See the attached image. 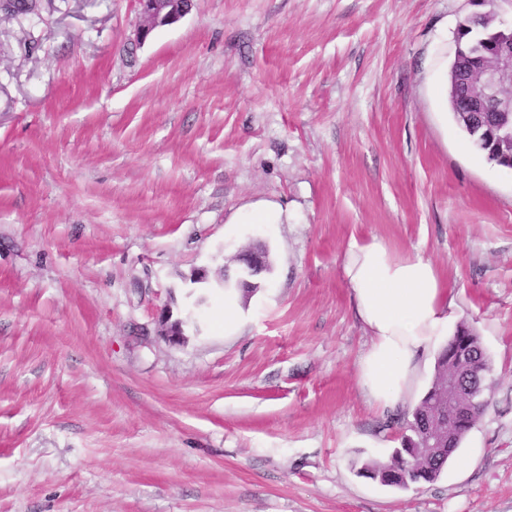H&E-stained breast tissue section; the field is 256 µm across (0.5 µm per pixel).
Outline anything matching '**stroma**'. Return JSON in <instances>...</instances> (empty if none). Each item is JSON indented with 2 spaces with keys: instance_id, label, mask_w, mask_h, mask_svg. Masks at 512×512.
<instances>
[{
  "instance_id": "stroma-1",
  "label": "stroma",
  "mask_w": 512,
  "mask_h": 512,
  "mask_svg": "<svg viewBox=\"0 0 512 512\" xmlns=\"http://www.w3.org/2000/svg\"><path fill=\"white\" fill-rule=\"evenodd\" d=\"M36 3L0 13V512H512V169L437 94L472 0H192L144 39L137 0ZM260 200L287 223H227ZM374 236L492 362L405 490L359 473L404 433L357 379L341 265ZM237 260L242 264L239 270V287L256 289L257 283L253 282V280L264 273L268 266L265 253L262 251L242 253L238 256ZM192 312L190 310H186L185 314L181 318H176L172 320V314L170 311L164 315L162 312V322L165 326L164 336L167 341L173 345H180L185 340V327L189 324L191 320Z\"/></svg>"
}]
</instances>
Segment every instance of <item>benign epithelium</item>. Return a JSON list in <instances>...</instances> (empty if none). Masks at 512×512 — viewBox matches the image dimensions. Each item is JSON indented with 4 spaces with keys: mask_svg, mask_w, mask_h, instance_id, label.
I'll list each match as a JSON object with an SVG mask.
<instances>
[{
    "mask_svg": "<svg viewBox=\"0 0 512 512\" xmlns=\"http://www.w3.org/2000/svg\"><path fill=\"white\" fill-rule=\"evenodd\" d=\"M144 25L141 32H149L158 25H166L182 17L188 10L190 0H138ZM462 102L459 111L472 131L482 139L492 153L512 158V40L496 42L472 57V68L460 80ZM241 263L239 287L255 289L258 278L267 269L264 252H247L238 256ZM191 311L181 318L162 316L164 336L173 345L185 340V327L191 320ZM448 400L435 406L430 421L423 428L420 439V456L430 459L437 456L449 439L451 420L458 413L474 407L473 398L478 393L465 386L459 373H448Z\"/></svg>",
    "mask_w": 512,
    "mask_h": 512,
    "instance_id": "7a95c632",
    "label": "benign epithelium"
}]
</instances>
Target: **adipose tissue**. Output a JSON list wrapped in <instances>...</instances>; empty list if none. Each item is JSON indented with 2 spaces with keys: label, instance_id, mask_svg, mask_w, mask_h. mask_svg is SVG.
<instances>
[{
  "label": "adipose tissue",
  "instance_id": "ef3b65f1",
  "mask_svg": "<svg viewBox=\"0 0 512 512\" xmlns=\"http://www.w3.org/2000/svg\"><path fill=\"white\" fill-rule=\"evenodd\" d=\"M342 269L353 311L370 337L359 383L378 407H406L448 333L452 301L443 275L430 259L395 256L376 237L351 240Z\"/></svg>",
  "mask_w": 512,
  "mask_h": 512
}]
</instances>
